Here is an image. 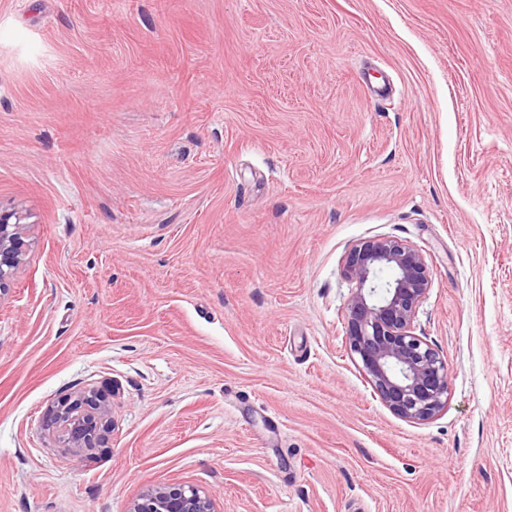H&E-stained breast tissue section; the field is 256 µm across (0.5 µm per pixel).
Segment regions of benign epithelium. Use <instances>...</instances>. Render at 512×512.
<instances>
[{
	"label": "benign epithelium",
	"instance_id": "benign-epithelium-1",
	"mask_svg": "<svg viewBox=\"0 0 512 512\" xmlns=\"http://www.w3.org/2000/svg\"><path fill=\"white\" fill-rule=\"evenodd\" d=\"M23 217L0 210V293L23 261ZM356 284L345 308V348L380 400L396 415L424 422L448 407V362L416 333L420 304L432 284L422 250L397 239L362 241L345 257ZM108 405L96 393L59 402L51 424L73 448L106 440ZM128 512H213L192 486L149 487Z\"/></svg>",
	"mask_w": 512,
	"mask_h": 512
}]
</instances>
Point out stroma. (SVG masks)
<instances>
[{"label":"stroma","mask_w":512,"mask_h":512,"mask_svg":"<svg viewBox=\"0 0 512 512\" xmlns=\"http://www.w3.org/2000/svg\"><path fill=\"white\" fill-rule=\"evenodd\" d=\"M0 512H512V0H0ZM422 249L448 407L344 346L352 246ZM95 390L108 445L50 406ZM22 220V215L16 211L0 210V296L8 289V282L23 261L25 224ZM211 499L192 486L149 487L128 512H213Z\"/></svg>","instance_id":"1"}]
</instances>
